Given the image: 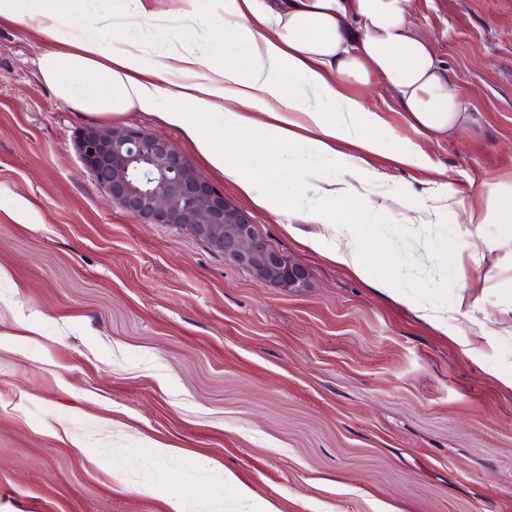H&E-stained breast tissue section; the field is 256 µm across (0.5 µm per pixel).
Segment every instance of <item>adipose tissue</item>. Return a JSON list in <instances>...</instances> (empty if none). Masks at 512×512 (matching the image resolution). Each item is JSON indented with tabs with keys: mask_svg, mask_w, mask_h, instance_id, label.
I'll use <instances>...</instances> for the list:
<instances>
[{
	"mask_svg": "<svg viewBox=\"0 0 512 512\" xmlns=\"http://www.w3.org/2000/svg\"><path fill=\"white\" fill-rule=\"evenodd\" d=\"M177 2L173 14L152 0H112L108 10L90 0H39L31 13L26 0H0V19L32 24L45 47L40 75L60 101L97 115L153 114L183 133L209 174L231 179L247 196L256 195L261 175L224 147L226 136L241 131L257 134L265 148L302 138L322 158L335 155L340 141L381 153L371 131L382 127V117L344 92L349 80L386 88L400 104L414 133L399 156L407 165L435 170L420 141L459 134L469 123L466 97L450 86L408 19L409 0H223L236 43L246 49L229 63L194 46L216 36L201 20L199 0ZM152 28L166 50L149 48L144 33ZM314 96L332 102L334 113L315 109ZM304 189L315 204L276 191L257 195L258 202L287 232L298 219L320 225L311 247H327L332 261L367 276L363 227L347 218L353 185L316 170Z\"/></svg>",
	"mask_w": 512,
	"mask_h": 512,
	"instance_id": "obj_1",
	"label": "adipose tissue"
}]
</instances>
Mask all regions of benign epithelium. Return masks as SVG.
Here are the masks:
<instances>
[{
  "instance_id": "1",
  "label": "benign epithelium",
  "mask_w": 512,
  "mask_h": 512,
  "mask_svg": "<svg viewBox=\"0 0 512 512\" xmlns=\"http://www.w3.org/2000/svg\"><path fill=\"white\" fill-rule=\"evenodd\" d=\"M80 159L124 212L206 241L264 287L305 288L308 268L258 233L249 212L218 191L170 140L141 128L89 127L78 136Z\"/></svg>"
}]
</instances>
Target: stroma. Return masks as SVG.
<instances>
[{"mask_svg":"<svg viewBox=\"0 0 512 512\" xmlns=\"http://www.w3.org/2000/svg\"><path fill=\"white\" fill-rule=\"evenodd\" d=\"M410 17L469 102L467 132L426 144L438 171L399 166L412 138L388 91L348 81L381 113L385 155L358 182L363 280L228 179L216 189L306 288L257 284L187 231L142 224L111 201L76 148L88 127H135L192 150L135 110L87 115L43 83L32 28L0 23V512H251L224 470L280 512H512V226L473 224L512 183V0H410ZM231 147L263 186L299 193L308 171L346 177L295 143ZM27 200L31 224L7 211ZM429 215L425 224L405 216ZM402 292L448 318L425 322ZM37 315L40 335L20 317ZM179 453L157 457L152 445Z\"/></svg>","mask_w":512,"mask_h":512,"instance_id":"35a3bbf8","label":"stroma"}]
</instances>
